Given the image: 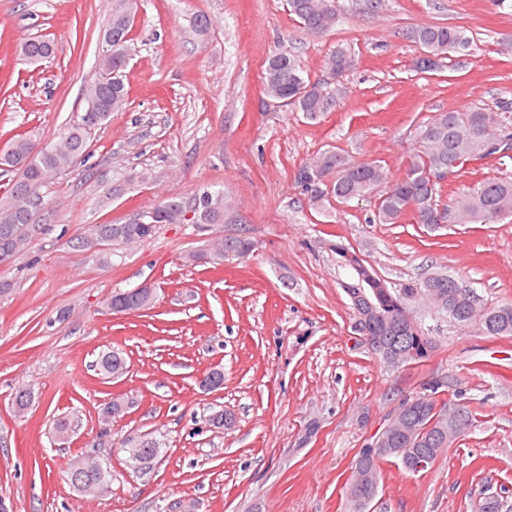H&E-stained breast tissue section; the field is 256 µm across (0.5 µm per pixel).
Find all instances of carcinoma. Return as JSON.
Returning a JSON list of instances; mask_svg holds the SVG:
<instances>
[{"mask_svg":"<svg viewBox=\"0 0 512 512\" xmlns=\"http://www.w3.org/2000/svg\"><path fill=\"white\" fill-rule=\"evenodd\" d=\"M288 5L302 27L312 33H325L334 26L336 9L333 0H288ZM135 13L136 0H112V13L102 36L98 75L87 83L85 108L78 113L67 132L58 141L47 143L38 151L34 150L33 140L20 134L0 154V166L14 174L8 188L0 194V251L8 249L15 256L24 252L36 239L31 233L35 224L42 231H47L48 225L42 223L43 189L51 176L71 168L76 155L89 153L92 134L108 122L112 113L126 108L128 90L121 72L129 57ZM410 38L425 49L416 63L421 72L436 70L448 52L470 47V39L464 31L451 26H422L412 30ZM21 54L29 62L48 60L54 55V45L46 39H30L22 45ZM326 65L332 75H341L352 67L353 58L348 51L338 49L328 57ZM264 89L276 103L291 106L310 119L330 111L335 105V93L306 79L300 60L290 53L268 60ZM494 135L512 140V117L507 113L481 107L437 112L417 128L419 150L412 156L406 170L396 178L389 177L375 162H353L329 150L304 166L299 179L309 202L318 206L331 198L347 202L383 188L376 214L381 224H398L409 213L416 223L431 227L441 224H493L512 215V179L486 181L475 193L444 206V216L438 220L432 218V213L441 207L438 197L442 191L441 175L445 171L462 170L470 161L496 154L512 159V154L498 153L492 140ZM191 207L199 214V224L224 223V191L206 189L190 205L177 198H167L137 220L125 224H92L76 240L83 243L85 250L114 242H143L154 235L160 224L187 223L185 213ZM252 247L253 243L248 239H220L207 244V253H191L187 260L194 263L208 254L221 259L226 252L244 256ZM435 291L446 296V305L440 311L448 314L454 322L464 325L475 323L488 336H512V303L488 307L480 302L478 296L468 295L464 285L455 277L439 272L407 283L385 302L374 329L375 335L380 337V346L390 352H412L414 360L427 357L433 349L432 339L416 322H407L410 312L406 302L415 299L427 302ZM97 366L100 373L108 378L122 376L127 371V361L117 350L102 352ZM32 402L30 388L23 386L15 390L12 404L17 414H25ZM464 414L465 425L458 427L448 422L441 443L432 439V433L440 422L436 421V415L427 413L417 420L422 431L419 440L411 442L400 433L391 444L395 451L368 453L363 448L358 457L377 473L383 461L393 459L404 463L398 455L400 449L409 456L423 454L435 459L452 447L471 425V412L466 409ZM161 450L159 441L148 439L143 449L130 453L127 462L140 465L142 472H149L153 468L154 456ZM67 480L81 482L86 494L94 495L98 493L99 484L108 483L109 472L98 462H85L81 467L74 462L68 469Z\"/></svg>","mask_w":512,"mask_h":512,"instance_id":"carcinoma-1","label":"carcinoma"}]
</instances>
